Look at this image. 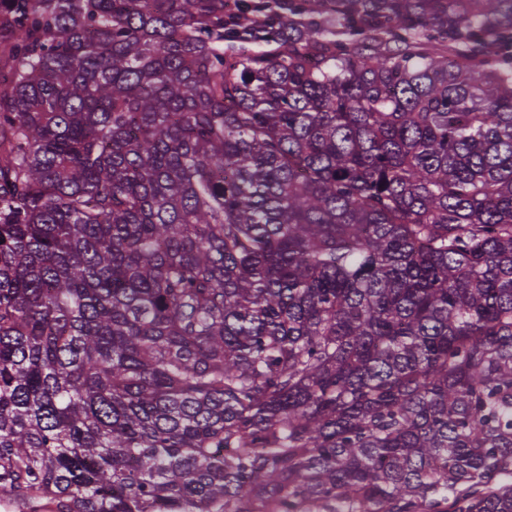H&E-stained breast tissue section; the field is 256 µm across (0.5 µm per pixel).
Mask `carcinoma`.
<instances>
[{
  "mask_svg": "<svg viewBox=\"0 0 512 512\" xmlns=\"http://www.w3.org/2000/svg\"><path fill=\"white\" fill-rule=\"evenodd\" d=\"M19 512H512V0H0Z\"/></svg>",
  "mask_w": 512,
  "mask_h": 512,
  "instance_id": "carcinoma-1",
  "label": "carcinoma"
}]
</instances>
